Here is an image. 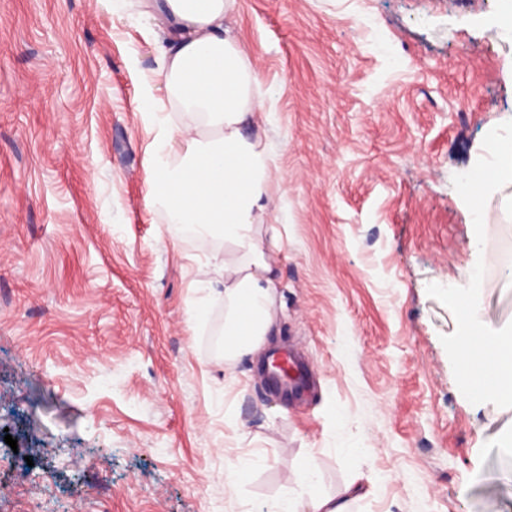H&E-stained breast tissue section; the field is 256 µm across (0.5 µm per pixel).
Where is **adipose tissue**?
Wrapping results in <instances>:
<instances>
[{
	"label": "adipose tissue",
	"instance_id": "1",
	"mask_svg": "<svg viewBox=\"0 0 512 512\" xmlns=\"http://www.w3.org/2000/svg\"><path fill=\"white\" fill-rule=\"evenodd\" d=\"M234 0H161L167 28L160 48V74L167 98L189 122L152 115L153 141L149 205L174 242L215 241L224 250L196 270L194 284L205 300L224 299L226 364L260 350L277 325L276 267L283 242L275 227L285 194L284 178L261 133L271 112L259 90L262 75L225 24ZM489 181H467V193L512 187V132L495 135ZM477 274L453 289L449 300L462 312L461 368L474 370V354H496L495 375L487 379L490 398L512 404V325L494 328L474 317ZM297 477L307 497L283 504L279 512H350L359 487L348 483L334 497L315 492L316 471L302 460Z\"/></svg>",
	"mask_w": 512,
	"mask_h": 512
}]
</instances>
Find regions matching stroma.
<instances>
[{
  "label": "stroma",
  "mask_w": 512,
  "mask_h": 512,
  "mask_svg": "<svg viewBox=\"0 0 512 512\" xmlns=\"http://www.w3.org/2000/svg\"><path fill=\"white\" fill-rule=\"evenodd\" d=\"M497 12L235 0L285 177L269 344L312 372L290 398L258 356L225 365L222 301L190 319L220 244L172 243L148 206L157 9L0 0V512H274L306 457L320 494L373 486L352 512H512V408L467 395L448 299L479 271L480 317L512 322V213L461 194L512 129Z\"/></svg>",
  "instance_id": "35a3bbf8"
}]
</instances>
